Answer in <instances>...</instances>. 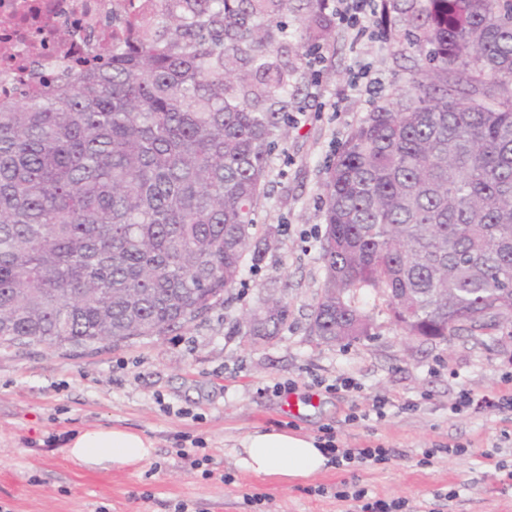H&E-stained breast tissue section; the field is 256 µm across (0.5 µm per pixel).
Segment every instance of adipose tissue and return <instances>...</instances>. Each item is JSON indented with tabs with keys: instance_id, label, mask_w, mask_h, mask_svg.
Listing matches in <instances>:
<instances>
[{
	"instance_id": "adipose-tissue-1",
	"label": "adipose tissue",
	"mask_w": 512,
	"mask_h": 512,
	"mask_svg": "<svg viewBox=\"0 0 512 512\" xmlns=\"http://www.w3.org/2000/svg\"><path fill=\"white\" fill-rule=\"evenodd\" d=\"M70 458L91 469H122L148 459L152 442L140 433L94 427L69 439ZM246 472L285 481L306 479L329 467V458L313 437L284 429H257L243 436L234 451Z\"/></svg>"
}]
</instances>
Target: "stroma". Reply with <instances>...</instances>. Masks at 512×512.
Segmentation results:
<instances>
[{
    "instance_id": "35a3bbf8",
    "label": "stroma",
    "mask_w": 512,
    "mask_h": 512,
    "mask_svg": "<svg viewBox=\"0 0 512 512\" xmlns=\"http://www.w3.org/2000/svg\"><path fill=\"white\" fill-rule=\"evenodd\" d=\"M398 0L390 27L371 19V36L334 27L320 43L319 68L297 44L302 0L284 17L277 60L295 86L284 99L308 121L277 130L265 194L253 219L268 247L246 262L224 303L163 336L112 346L0 348V512H346L335 493L345 471L282 482L238 469L233 448L257 428H284L341 448L382 445L390 460L360 473L367 500L407 498L429 512H512V412L451 407L462 391L512 392V328L447 343L409 340L380 300L370 337L328 344L310 323L325 277L320 259L327 167L370 110L397 100L414 52ZM366 71L367 90L348 84ZM278 299L288 306L277 336L236 332L238 321ZM346 375L358 390L333 392L325 382ZM287 384L280 394L274 383ZM390 401L383 419L375 399ZM356 421H348V414ZM96 426L127 428L154 443L148 460L124 469L89 470L70 460L67 436ZM476 456L442 453L445 445ZM192 449L198 465L177 451ZM435 449L430 464L423 453ZM452 501H445L446 493Z\"/></svg>"
}]
</instances>
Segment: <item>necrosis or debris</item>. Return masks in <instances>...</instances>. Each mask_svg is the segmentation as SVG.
I'll return each mask as SVG.
<instances>
[{
  "label": "necrosis or debris",
  "mask_w": 512,
  "mask_h": 512,
  "mask_svg": "<svg viewBox=\"0 0 512 512\" xmlns=\"http://www.w3.org/2000/svg\"><path fill=\"white\" fill-rule=\"evenodd\" d=\"M116 0H0V97L40 93L45 76L74 70L77 58L108 55L97 33Z\"/></svg>",
  "instance_id": "necrosis-or-debris-1"
}]
</instances>
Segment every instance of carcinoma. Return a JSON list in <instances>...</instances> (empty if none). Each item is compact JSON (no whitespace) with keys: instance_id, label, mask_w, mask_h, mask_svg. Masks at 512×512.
Instances as JSON below:
<instances>
[{"instance_id":"cac0c4a2","label":"carcinoma","mask_w":512,"mask_h":512,"mask_svg":"<svg viewBox=\"0 0 512 512\" xmlns=\"http://www.w3.org/2000/svg\"><path fill=\"white\" fill-rule=\"evenodd\" d=\"M292 0H153L112 60L0 101V346L164 336L261 259L253 211L288 93ZM298 40L332 28L306 0ZM414 70L327 169L322 294L311 332L371 335L373 291L403 335L512 325V0L407 10ZM245 335H277L287 306Z\"/></svg>"}]
</instances>
